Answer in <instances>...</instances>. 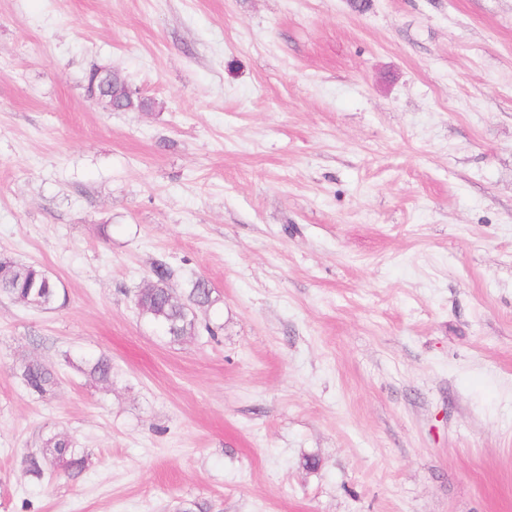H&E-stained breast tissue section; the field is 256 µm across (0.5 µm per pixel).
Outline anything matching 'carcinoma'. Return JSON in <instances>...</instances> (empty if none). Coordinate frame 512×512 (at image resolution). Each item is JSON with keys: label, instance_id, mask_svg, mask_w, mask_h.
Listing matches in <instances>:
<instances>
[{"label": "carcinoma", "instance_id": "cac0c4a2", "mask_svg": "<svg viewBox=\"0 0 512 512\" xmlns=\"http://www.w3.org/2000/svg\"><path fill=\"white\" fill-rule=\"evenodd\" d=\"M87 93L96 95L97 100L110 108L144 110L150 107L148 101L129 95L128 83L110 70L91 72ZM4 266L5 269L0 271V296L35 310L55 308L60 299V288L47 270L33 263L8 260L4 261ZM171 277L172 270L166 263H156L152 276L140 288L137 298L146 307V320L160 328L171 340L179 341L195 335L197 329L196 318L185 316L181 305L186 303L196 309L209 308L214 305L215 298L203 278L192 283L186 300L172 298V291L167 287ZM15 371L26 387L37 394L47 393L58 383L56 371L37 360H25L15 366ZM85 373L96 383L112 385V361L105 355L87 361ZM85 462L84 453L76 448L71 439L64 434L53 433L44 440L39 453L27 458L26 468L30 475L39 479L44 477L47 464H59L68 475L75 477L83 471Z\"/></svg>", "mask_w": 512, "mask_h": 512}]
</instances>
